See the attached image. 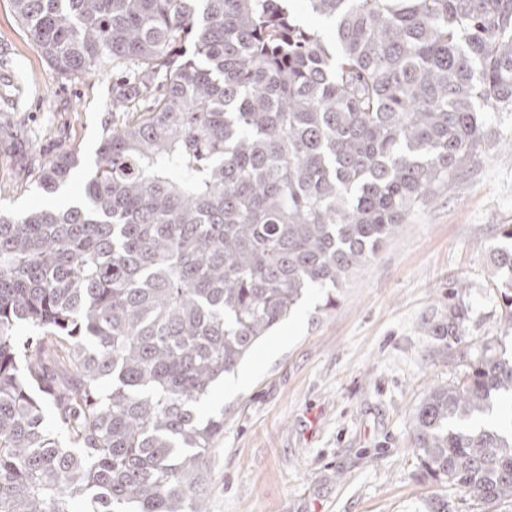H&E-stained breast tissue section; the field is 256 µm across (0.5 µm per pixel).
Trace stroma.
I'll list each match as a JSON object with an SVG mask.
<instances>
[{"label": "stroma", "instance_id": "obj_1", "mask_svg": "<svg viewBox=\"0 0 512 512\" xmlns=\"http://www.w3.org/2000/svg\"><path fill=\"white\" fill-rule=\"evenodd\" d=\"M117 76L61 75L0 0V209L62 206L81 196L112 132ZM79 166L62 191L38 188L57 154ZM512 224V148L410 215L326 305L314 292L200 404L224 414L205 462L207 512H427L459 494L423 478L411 416L430 386L460 380L488 337L512 357L491 250ZM463 338L436 336L452 311Z\"/></svg>", "mask_w": 512, "mask_h": 512}]
</instances>
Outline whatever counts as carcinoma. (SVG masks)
I'll list each match as a JSON object with an SVG mask.
<instances>
[{"label":"carcinoma","mask_w":512,"mask_h":512,"mask_svg":"<svg viewBox=\"0 0 512 512\" xmlns=\"http://www.w3.org/2000/svg\"><path fill=\"white\" fill-rule=\"evenodd\" d=\"M10 2L59 73L132 82L82 196L0 212V512H207L224 412L199 403L479 164L512 113V0H305L327 39L292 0ZM77 166L61 153L40 189ZM493 259L512 327V248ZM494 345L412 415L423 474L489 507L512 506Z\"/></svg>","instance_id":"1"}]
</instances>
